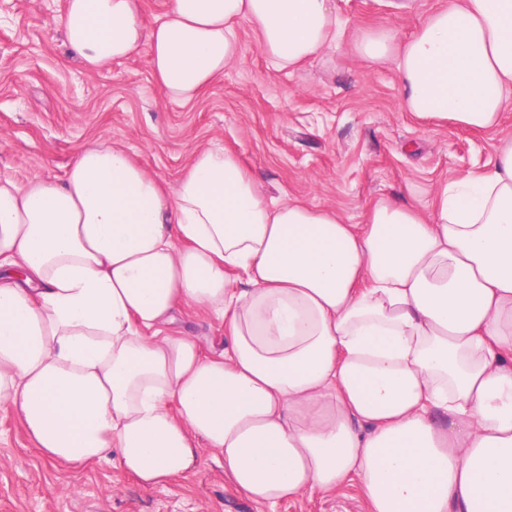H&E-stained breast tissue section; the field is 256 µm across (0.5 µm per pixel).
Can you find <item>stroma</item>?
I'll list each match as a JSON object with an SVG mask.
<instances>
[{"label":"stroma","instance_id":"obj_1","mask_svg":"<svg viewBox=\"0 0 512 512\" xmlns=\"http://www.w3.org/2000/svg\"><path fill=\"white\" fill-rule=\"evenodd\" d=\"M66 0H0V179H62L84 143L124 145L176 183L193 152L218 145L256 174L268 197L299 199L361 224L381 200L429 208L457 177L482 171L495 143L480 132L408 112L392 61L355 49L388 29L410 37L445 0H336V50L275 68L249 22L223 78L187 105L165 100L146 54L88 72L58 20ZM172 335L220 345L224 323L186 306ZM0 512H369L358 480L333 494L277 504L237 492L224 464L203 454L190 474L146 487L116 460L73 466L43 456L17 412L0 405Z\"/></svg>","mask_w":512,"mask_h":512}]
</instances>
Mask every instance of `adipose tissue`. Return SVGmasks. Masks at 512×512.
<instances>
[{
    "label": "adipose tissue",
    "mask_w": 512,
    "mask_h": 512,
    "mask_svg": "<svg viewBox=\"0 0 512 512\" xmlns=\"http://www.w3.org/2000/svg\"><path fill=\"white\" fill-rule=\"evenodd\" d=\"M252 23L273 65L335 45V0H67L87 71L150 53L188 104ZM396 58L405 107L498 130L512 110V0H448ZM185 305L224 322L205 350L165 328ZM0 404L47 457L117 455L145 485L203 451L269 504L358 475L371 512H512V133L431 211L383 201L365 223L267 202L223 149L176 185L122 147L81 145L63 179H0Z\"/></svg>",
    "instance_id": "ef3b65f1"
}]
</instances>
